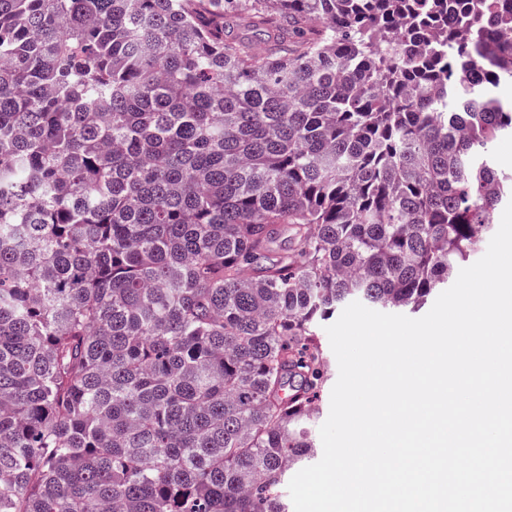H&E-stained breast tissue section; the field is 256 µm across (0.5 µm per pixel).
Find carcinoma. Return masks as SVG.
Segmentation results:
<instances>
[{
    "instance_id": "obj_1",
    "label": "carcinoma",
    "mask_w": 512,
    "mask_h": 512,
    "mask_svg": "<svg viewBox=\"0 0 512 512\" xmlns=\"http://www.w3.org/2000/svg\"><path fill=\"white\" fill-rule=\"evenodd\" d=\"M512 0H0V512H286L319 322L512 200Z\"/></svg>"
}]
</instances>
